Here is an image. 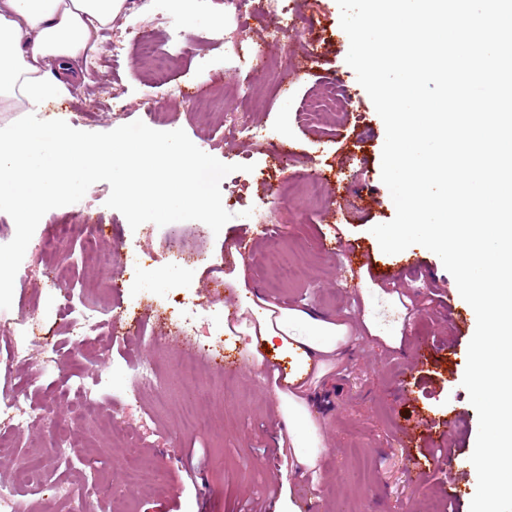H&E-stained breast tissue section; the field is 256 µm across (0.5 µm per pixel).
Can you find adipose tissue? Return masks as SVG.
Wrapping results in <instances>:
<instances>
[{"label": "adipose tissue", "mask_w": 512, "mask_h": 512, "mask_svg": "<svg viewBox=\"0 0 512 512\" xmlns=\"http://www.w3.org/2000/svg\"><path fill=\"white\" fill-rule=\"evenodd\" d=\"M126 6L127 0H0V112H36L67 96L76 79L71 60L98 52L100 31ZM227 281L241 297L243 321L236 330L249 336L254 366L271 375L294 455L305 468H315L323 437L308 392L344 356L349 328L246 291L243 269ZM266 348L276 367H268Z\"/></svg>", "instance_id": "adipose-tissue-1"}]
</instances>
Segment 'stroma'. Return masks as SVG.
<instances>
[{"mask_svg": "<svg viewBox=\"0 0 512 512\" xmlns=\"http://www.w3.org/2000/svg\"><path fill=\"white\" fill-rule=\"evenodd\" d=\"M303 20L288 45L272 49L273 65L253 69L239 57L264 39L270 0H249L240 14L224 0H196L185 24L179 0H137L118 14L110 38L125 50L100 67L73 62L86 81L48 102L41 119H61L87 132H108L136 120L159 131L181 129L205 153L236 165L221 182L232 215L220 232L192 221L131 229L108 208V183L93 184L77 203L48 211L27 247L10 309H0V397L25 391L40 419L8 433L0 455V486L13 488L25 512H68L88 495L93 512H242L268 500L288 471L295 504L314 512H428L444 501L448 479L475 494L477 475L432 458L434 445L403 444L402 430L425 414L436 431L457 419L451 441L471 455L478 416L462 385L476 316L440 258L414 245L384 253L373 226L396 213L381 180L385 127L346 63L349 38L336 0H279ZM155 34L145 54L134 32ZM321 50L304 52L309 37ZM335 83L348 98L339 117L305 119L311 99ZM184 94L171 96L173 86ZM123 104L114 116L113 102ZM252 172H245V165ZM321 183L312 201L303 180ZM105 233L114 263L100 268L64 224ZM53 240L51 250L42 241ZM248 240V291L284 307L312 310L347 324L352 339L344 360L311 388L310 407L322 425L325 451L318 473L302 472L286 427L261 371L245 353L246 339L224 333V312L240 299L223 285L226 255ZM365 253L342 266L337 247ZM150 255L133 267L126 259ZM70 269L68 284L47 287L52 264ZM197 303L184 333L170 315L172 295ZM85 313L99 322L92 344L75 349L67 330ZM32 325L24 352L14 319ZM428 344L426 361L413 359ZM151 367L150 385L132 395L130 367ZM91 387L111 420L90 414L78 393ZM83 444L59 453L61 434ZM431 457L419 478L408 469ZM69 496L56 495L58 487Z\"/></svg>", "mask_w": 512, "mask_h": 512, "instance_id": "stroma-1", "label": "stroma"}]
</instances>
